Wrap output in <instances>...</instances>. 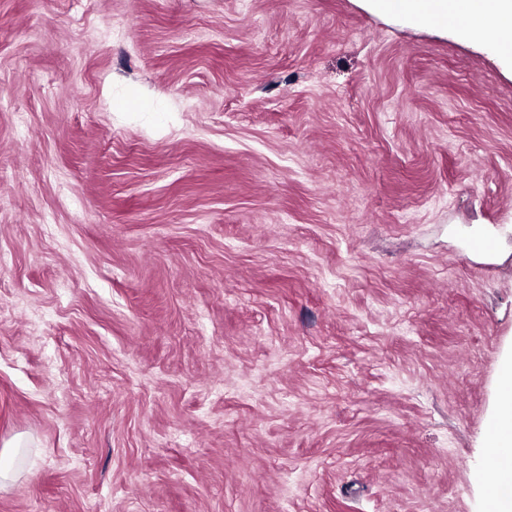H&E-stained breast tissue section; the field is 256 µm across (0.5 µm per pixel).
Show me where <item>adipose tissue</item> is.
<instances>
[{"label":"adipose tissue","instance_id":"1","mask_svg":"<svg viewBox=\"0 0 512 512\" xmlns=\"http://www.w3.org/2000/svg\"><path fill=\"white\" fill-rule=\"evenodd\" d=\"M372 12L458 33L512 62V0H369ZM494 466L512 483V371L501 383Z\"/></svg>","mask_w":512,"mask_h":512}]
</instances>
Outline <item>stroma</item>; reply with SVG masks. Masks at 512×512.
Returning a JSON list of instances; mask_svg holds the SVG:
<instances>
[{
	"mask_svg": "<svg viewBox=\"0 0 512 512\" xmlns=\"http://www.w3.org/2000/svg\"><path fill=\"white\" fill-rule=\"evenodd\" d=\"M0 255V512H486L482 44L363 0H0Z\"/></svg>",
	"mask_w": 512,
	"mask_h": 512,
	"instance_id": "obj_1",
	"label": "stroma"
}]
</instances>
